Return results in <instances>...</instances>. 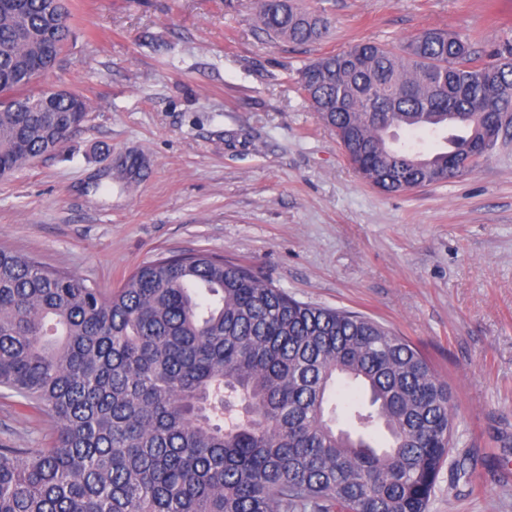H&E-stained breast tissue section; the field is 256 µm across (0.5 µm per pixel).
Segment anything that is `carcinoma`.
<instances>
[{"mask_svg": "<svg viewBox=\"0 0 512 512\" xmlns=\"http://www.w3.org/2000/svg\"><path fill=\"white\" fill-rule=\"evenodd\" d=\"M68 0H0V173L56 150L90 112L52 111L28 74L69 42ZM267 34L322 40L323 13L256 0ZM298 84L371 186L464 176L451 156L512 142V43L486 62L428 30L316 58ZM442 136L427 155L421 138ZM355 392L333 397L338 385ZM55 421L45 448L0 447V512H427L453 447L448 384L405 337L301 302L206 251L143 263L115 291L0 249V389Z\"/></svg>", "mask_w": 512, "mask_h": 512, "instance_id": "carcinoma-1", "label": "carcinoma"}]
</instances>
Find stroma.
<instances>
[{"mask_svg":"<svg viewBox=\"0 0 512 512\" xmlns=\"http://www.w3.org/2000/svg\"><path fill=\"white\" fill-rule=\"evenodd\" d=\"M74 35L39 88L77 89L85 124L0 178V248L103 290L205 250L295 299L363 313L415 344L453 393L456 433L428 512H512V146L446 183L385 193L298 93L308 61L429 28L479 50L512 0H305L304 45L257 31L255 0H71ZM138 158L126 177L120 162ZM51 418L0 393V445Z\"/></svg>","mask_w":512,"mask_h":512,"instance_id":"stroma-1","label":"stroma"}]
</instances>
